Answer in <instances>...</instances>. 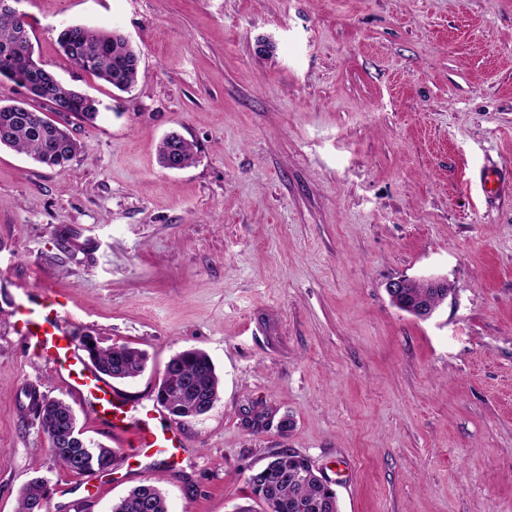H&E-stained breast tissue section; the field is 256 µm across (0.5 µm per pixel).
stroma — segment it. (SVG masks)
<instances>
[{
  "instance_id": "1",
  "label": "stroma",
  "mask_w": 512,
  "mask_h": 512,
  "mask_svg": "<svg viewBox=\"0 0 512 512\" xmlns=\"http://www.w3.org/2000/svg\"><path fill=\"white\" fill-rule=\"evenodd\" d=\"M36 59L103 103L66 169L0 148V512H235L250 470L307 456L340 512H512V0H19ZM70 24L141 52L128 93L60 51ZM193 143L157 162L169 132ZM498 179L484 194L481 178ZM444 278L429 319L388 280ZM64 291L75 337L149 355L153 394L200 349L223 379L189 452L91 476L48 450L27 392L74 403L14 327L16 285ZM159 164L165 169H183L190 166L195 159L193 144L177 132L168 133L157 147ZM48 490L44 480L32 478L21 490L18 501V512H45ZM40 510V511H38ZM150 504L152 510H144ZM111 512H169L162 490L154 484L138 485L112 504Z\"/></svg>"
}]
</instances>
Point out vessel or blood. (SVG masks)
<instances>
[{"label": "vessel or blood", "instance_id": "vessel-or-blood-1", "mask_svg": "<svg viewBox=\"0 0 512 512\" xmlns=\"http://www.w3.org/2000/svg\"><path fill=\"white\" fill-rule=\"evenodd\" d=\"M75 319L67 298L54 289H43L38 308L24 324L23 334L33 339L45 361L51 363L65 384L83 401L113 437L130 439L137 449L185 448L182 434L169 425L164 413L130 400L86 359L74 344Z\"/></svg>", "mask_w": 512, "mask_h": 512}]
</instances>
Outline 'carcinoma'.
<instances>
[{"label": "carcinoma", "instance_id": "obj_1", "mask_svg": "<svg viewBox=\"0 0 512 512\" xmlns=\"http://www.w3.org/2000/svg\"><path fill=\"white\" fill-rule=\"evenodd\" d=\"M58 45L81 70L102 80L113 89L126 92L140 76V53L115 31L69 25L61 30ZM11 72L9 82L25 89L39 103L35 108L25 102L0 104V147L30 156L50 168L66 167L81 151V144L69 129L47 116L54 112L81 122L93 123L101 111V102L65 86L56 75L35 58L28 23L22 17L10 23L0 21V69ZM159 164L165 169H183L195 159L193 144L176 132L168 133L157 147ZM406 292L413 301L435 305L447 300L439 289L423 280L409 282ZM94 346H89V343ZM81 345L95 368L119 381L133 380L146 369L147 356L128 346L100 345L86 334ZM222 383L207 353L187 349L167 363L157 389V401L171 419L180 422L209 412L219 400ZM29 412L38 418L47 436L49 451L67 470L76 474H94L107 470L114 451L96 446L93 461L80 466L72 461L83 456V444L72 439L68 421L76 420L73 408L61 399L35 398ZM311 461L300 454L282 451L264 466L253 481H247L251 494L265 506V512H320L319 504L333 503L331 512H339L336 491L306 474ZM48 490L40 477L31 479L21 490L18 512H46ZM111 512H169L162 490L154 484L138 485L112 504Z\"/></svg>", "mask_w": 512, "mask_h": 512}]
</instances>
